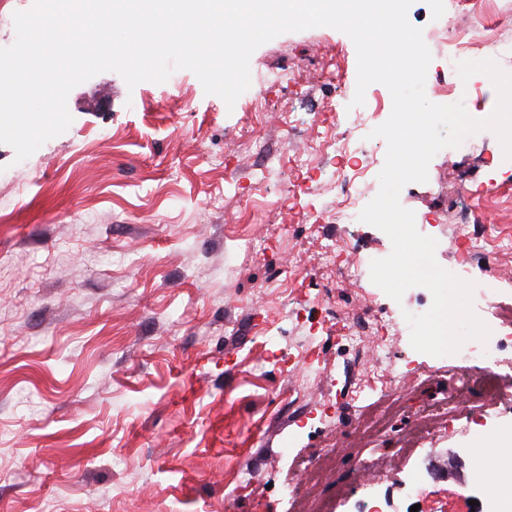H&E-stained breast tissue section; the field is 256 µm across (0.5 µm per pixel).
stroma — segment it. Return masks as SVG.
Instances as JSON below:
<instances>
[{
	"label": "stroma",
	"instance_id": "stroma-1",
	"mask_svg": "<svg viewBox=\"0 0 512 512\" xmlns=\"http://www.w3.org/2000/svg\"><path fill=\"white\" fill-rule=\"evenodd\" d=\"M445 4L408 10L432 54L429 97L453 81L431 26ZM481 8L512 72V0ZM291 65V79L266 84ZM250 71L266 101L257 133L191 71L132 89L106 71L70 91V127L29 158L0 143V512H349L357 467L380 478L387 512L415 505L408 474L445 496V512H488L457 497L482 483L475 439L437 426L485 418L479 439L511 466L492 386L448 409L455 378L427 354L426 375L396 397L351 400L368 368L340 346L336 321L387 296L322 273L315 256L329 238L384 258L389 237L329 221L332 169L313 172L292 211L277 183L253 187L269 158L313 145L310 119L328 100L350 104L353 41L331 27L285 32L253 52ZM478 184L486 224L512 228V160L491 170L445 148L426 182L400 192L434 224L441 267L462 260L452 202ZM289 223L294 236L279 238ZM292 253L298 280L262 292ZM485 270L500 310L481 318L494 329L512 314V256L488 252ZM287 307L299 323L282 320ZM311 335L317 377L291 354ZM294 484L306 496L292 507Z\"/></svg>",
	"mask_w": 512,
	"mask_h": 512
}]
</instances>
